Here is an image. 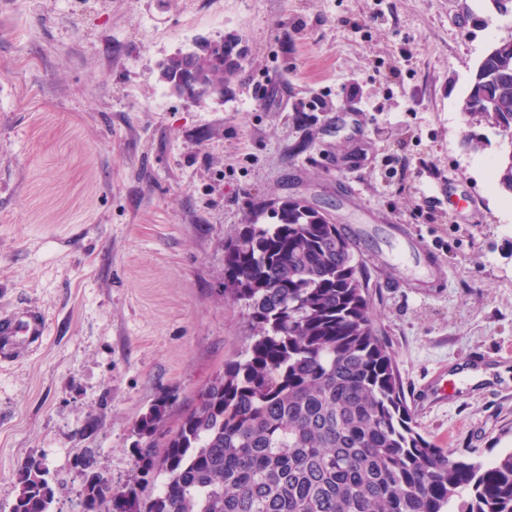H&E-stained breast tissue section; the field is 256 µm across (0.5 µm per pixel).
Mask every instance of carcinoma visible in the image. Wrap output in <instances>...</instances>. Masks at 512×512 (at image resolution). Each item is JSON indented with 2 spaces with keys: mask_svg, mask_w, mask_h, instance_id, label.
<instances>
[{
  "mask_svg": "<svg viewBox=\"0 0 512 512\" xmlns=\"http://www.w3.org/2000/svg\"><path fill=\"white\" fill-rule=\"evenodd\" d=\"M239 39L171 57L162 79L229 91L245 72ZM463 145L512 132V38L493 43L460 101ZM493 182L512 196V138L499 141ZM271 219L260 224L263 215ZM224 298L254 331L240 358L160 435L166 402L135 426L137 468L105 493L86 448L84 512H512V451L490 463L439 448L418 431L389 343L374 325L368 265L326 210L301 197L263 205L224 246ZM164 475L159 492L141 489ZM42 461L22 467L12 512H51Z\"/></svg>",
  "mask_w": 512,
  "mask_h": 512,
  "instance_id": "1",
  "label": "carcinoma"
}]
</instances>
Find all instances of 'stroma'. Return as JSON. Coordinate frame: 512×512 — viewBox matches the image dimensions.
Returning a JSON list of instances; mask_svg holds the SVG:
<instances>
[{"label":"stroma","mask_w":512,"mask_h":512,"mask_svg":"<svg viewBox=\"0 0 512 512\" xmlns=\"http://www.w3.org/2000/svg\"><path fill=\"white\" fill-rule=\"evenodd\" d=\"M229 35L249 64L223 101L153 107L162 62ZM510 37L492 0H0V315L47 322L42 347L0 363V512L32 458L53 512H82L84 449L127 483L140 417L162 398L174 428L250 344L224 246L257 202L295 194L436 255L432 286L365 251L375 324L407 398L442 368L461 392L417 416L427 440L512 449V197L489 179L497 146L464 148L459 110Z\"/></svg>","instance_id":"1"}]
</instances>
